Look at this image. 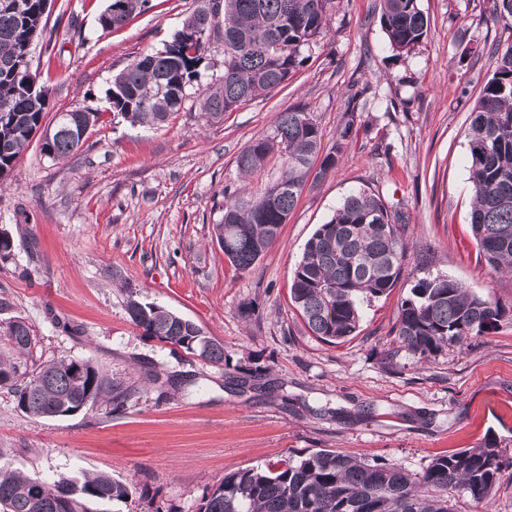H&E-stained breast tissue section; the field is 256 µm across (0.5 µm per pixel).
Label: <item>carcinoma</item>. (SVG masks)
Wrapping results in <instances>:
<instances>
[{
  "mask_svg": "<svg viewBox=\"0 0 512 512\" xmlns=\"http://www.w3.org/2000/svg\"><path fill=\"white\" fill-rule=\"evenodd\" d=\"M18 11L0 9V179L9 175L22 151L42 132L41 152L59 160L76 153L83 133L105 112L144 126L163 124L181 109L187 89L200 77L199 66L211 43L191 14L164 50L134 60L113 79L101 110L76 112L74 127L43 128L48 92L31 90V46L46 36L44 0H20ZM120 13L103 11L104 29L123 26L146 0H124ZM313 0H220L223 9L224 79L207 89L200 110L216 120L241 103L268 94L287 82L303 64L304 48L327 24L333 0L311 8ZM380 22L393 50L409 52L427 35L429 21L418 0H382ZM274 38L279 49L262 44ZM468 142L473 206L471 230L485 260L496 272L512 276V41L497 52L492 77L472 112ZM348 121L339 142L321 152V135L309 113L279 114L270 133L252 141L237 157L249 176L267 157L284 155L281 177L261 194L245 191L228 199L214 225L216 242L231 266L248 271L278 238L282 224L313 172L334 168L343 141L352 134ZM403 214L380 196L359 190L307 241L290 288V298L309 331L340 344L353 338L363 303L388 294L400 280L410 250ZM127 314L143 335L172 350L224 365V344L194 322L162 306L127 301ZM511 316L449 276L423 278L411 288L394 326L400 347L427 359L449 345L483 336ZM7 341L18 358L31 353L33 336L23 320L13 321ZM0 387L13 394L22 412L43 418L72 416L85 404L122 406L138 388L107 380L91 360L58 359L24 379L14 363L0 360ZM503 469L494 437L480 445L433 459L420 474L398 465L366 463L320 449L277 465L229 472L208 488L200 512H454L448 491L459 490L477 505H487ZM128 498L124 484L106 473L74 487L67 477L48 482L0 468V512H94L90 503Z\"/></svg>",
  "mask_w": 512,
  "mask_h": 512,
  "instance_id": "cac0c4a2",
  "label": "carcinoma"
}]
</instances>
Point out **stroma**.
<instances>
[{
  "instance_id": "stroma-1",
  "label": "stroma",
  "mask_w": 512,
  "mask_h": 512,
  "mask_svg": "<svg viewBox=\"0 0 512 512\" xmlns=\"http://www.w3.org/2000/svg\"><path fill=\"white\" fill-rule=\"evenodd\" d=\"M492 2L419 0L428 34L399 53L381 26V0H335L291 79L222 120L198 104L224 76L214 52L161 127L108 114L76 154L55 161L31 140L0 180V229L15 244L0 259V357L10 358L4 330L20 317L35 346L18 360L19 376L89 359L139 394L115 411L35 418L0 388V466L47 481L109 474L130 496L104 512H199L225 473L320 449L419 474L492 435L512 458V320L425 362L398 350L392 332L402 301L429 276L512 304V279L489 267L470 229L471 112L512 35V17ZM108 3L51 0L55 49L32 48L50 113L102 107L113 77L169 44L200 0H149L104 31ZM293 108L310 113L323 148L347 120L357 135L334 168L308 181L278 240L236 271L213 232L224 192H259L282 174L277 152L246 178L236 159ZM360 189L405 212L412 249L397 286L363 306L358 335L330 345L309 334L289 288L318 225ZM132 298L196 323L223 343L228 366L143 336L126 313ZM151 370L175 387L160 393Z\"/></svg>"
}]
</instances>
